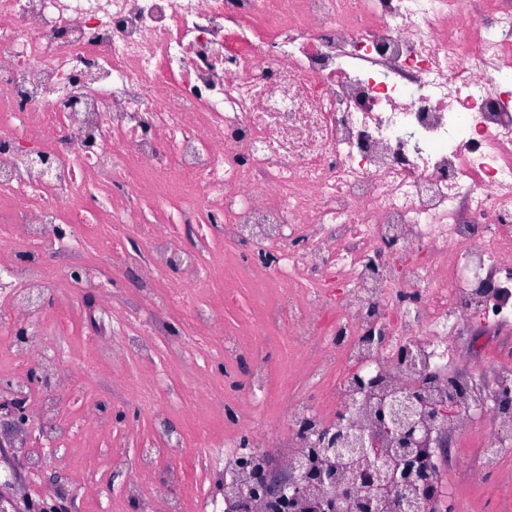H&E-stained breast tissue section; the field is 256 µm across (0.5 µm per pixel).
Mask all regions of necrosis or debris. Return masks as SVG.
<instances>
[{"label":"necrosis or debris","instance_id":"4bbe7bcc","mask_svg":"<svg viewBox=\"0 0 512 512\" xmlns=\"http://www.w3.org/2000/svg\"><path fill=\"white\" fill-rule=\"evenodd\" d=\"M235 278L300 367L288 430L262 454L239 437L271 392L267 361L228 403L197 376L203 354L253 355L251 325L223 323L204 296ZM95 284L98 307L83 309ZM61 292L99 327L80 356L66 310L45 305ZM177 318L188 336L172 342ZM35 319L54 336L16 342ZM479 321L512 327V0H0V335L10 395L30 410V483L39 444L97 435L110 466L132 469L128 497L183 512L182 440L155 426L127 460L101 402L123 390L160 418L180 406L181 388L154 397L162 343L199 416L224 419V498L207 512L245 492L243 457L305 462L302 422L321 429L351 406L362 431L419 383L436 399L469 383L419 439L470 421L484 430L475 474L498 475L512 356L456 368L455 338ZM90 381L98 402L75 409Z\"/></svg>","mask_w":512,"mask_h":512}]
</instances>
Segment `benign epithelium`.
Returning a JSON list of instances; mask_svg holds the SVG:
<instances>
[{
	"mask_svg": "<svg viewBox=\"0 0 512 512\" xmlns=\"http://www.w3.org/2000/svg\"><path fill=\"white\" fill-rule=\"evenodd\" d=\"M447 407L432 400L423 387L400 389L387 405L374 410L373 428L354 434L349 427L312 431L315 456L342 455L350 460L349 478L339 472L314 466L292 467L288 472L273 469L250 472L248 496L234 509L251 512V503L274 497L297 512H413L419 508L410 497L418 484L431 485L424 461L427 452L417 447V435L424 423L440 422ZM385 437L390 447H380ZM389 490L388 497L356 494L353 485ZM18 476L0 482V512H23L26 497L18 495Z\"/></svg>",
	"mask_w": 512,
	"mask_h": 512,
	"instance_id": "benign-epithelium-1",
	"label": "benign epithelium"
}]
</instances>
